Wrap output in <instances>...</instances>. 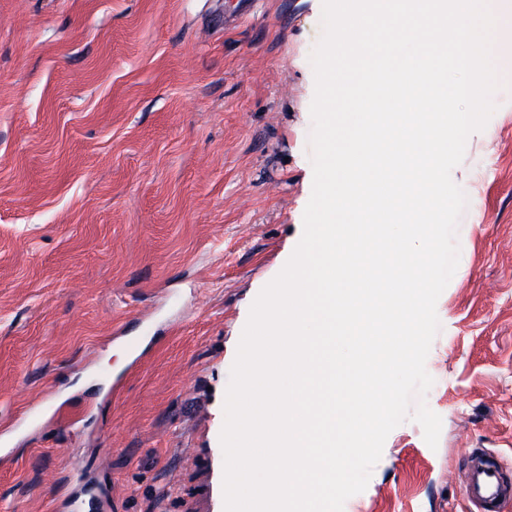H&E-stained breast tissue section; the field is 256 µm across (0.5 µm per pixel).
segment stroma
<instances>
[{"label":"stroma","mask_w":512,"mask_h":512,"mask_svg":"<svg viewBox=\"0 0 512 512\" xmlns=\"http://www.w3.org/2000/svg\"><path fill=\"white\" fill-rule=\"evenodd\" d=\"M0 0V512H224V400L312 193L322 0ZM453 181L468 202L425 395L343 512H473L512 467V54ZM124 335L114 338L115 328ZM146 346L131 369V343ZM55 419L11 430L31 394ZM470 475L463 487L464 498L476 512H502L512 502V478L482 448H468Z\"/></svg>","instance_id":"stroma-1"}]
</instances>
